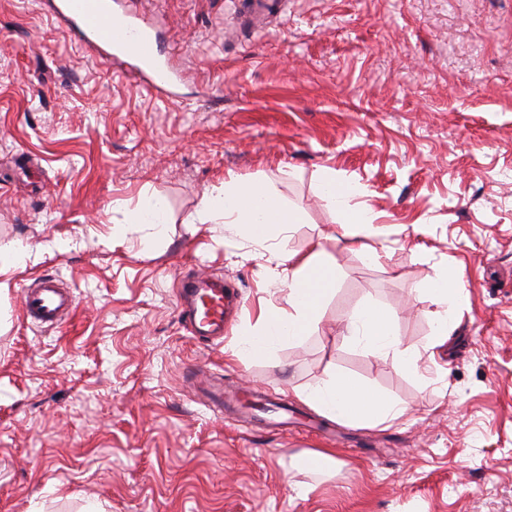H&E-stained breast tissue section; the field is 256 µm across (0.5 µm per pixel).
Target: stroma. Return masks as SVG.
<instances>
[{
	"label": "stroma",
	"mask_w": 512,
	"mask_h": 512,
	"mask_svg": "<svg viewBox=\"0 0 512 512\" xmlns=\"http://www.w3.org/2000/svg\"><path fill=\"white\" fill-rule=\"evenodd\" d=\"M46 2L0 0V250L34 253L0 277V512H512V0H287L262 34L232 0H140L184 75L173 102L109 72ZM325 169L362 186L377 234L342 227ZM230 177L302 223L268 243L199 223ZM146 194L163 236L131 221ZM319 248L337 267L319 331L236 356L235 329L286 305L278 252ZM447 270L465 304L419 376L337 336L376 301L423 350L417 289ZM200 273L243 301L224 340L179 315ZM46 276L75 298L53 328L21 304ZM332 372L404 417L351 427L297 397ZM219 383L273 396L287 425L214 410ZM318 452L336 466L309 468Z\"/></svg>",
	"instance_id": "1"
}]
</instances>
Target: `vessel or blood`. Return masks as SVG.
<instances>
[{"label":"vessel or blood","mask_w":512,"mask_h":512,"mask_svg":"<svg viewBox=\"0 0 512 512\" xmlns=\"http://www.w3.org/2000/svg\"><path fill=\"white\" fill-rule=\"evenodd\" d=\"M54 14L64 17L81 38L99 46L100 62L121 76L140 78L144 88L163 100H170L179 74L163 60L154 24L141 12L112 9L111 0H57ZM22 308L27 318L50 327L62 323L74 307L69 290L50 277L26 286ZM181 313L200 335L224 336V283L198 277L184 282L180 297Z\"/></svg>","instance_id":"1"}]
</instances>
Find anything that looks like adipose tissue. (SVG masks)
I'll list each match as a JSON object with an SVG mask.
<instances>
[{"mask_svg": "<svg viewBox=\"0 0 512 512\" xmlns=\"http://www.w3.org/2000/svg\"><path fill=\"white\" fill-rule=\"evenodd\" d=\"M320 195L339 212L343 223L372 229L369 210L353 205L355 186L341 182L335 172L324 170L319 179ZM303 214L275 196L260 180L229 179L205 194L200 203L199 220L204 224H224L244 238L266 243L301 223ZM288 265L284 284L287 308L276 306L261 311L255 324L238 332L239 355L270 356L280 347L317 332L327 297L336 288V263L324 250L300 258L288 252L282 256ZM460 275L450 272L418 288L419 302L432 305L434 321L429 346L449 341L458 326L455 316L463 303ZM341 333L353 347L390 359L400 372L417 374L421 353L402 349L395 312L372 303H363L346 312ZM299 398L330 419L360 427L391 423L404 414L403 407L386 395L344 374L331 373L319 383L299 391Z\"/></svg>", "mask_w": 512, "mask_h": 512, "instance_id": "1", "label": "adipose tissue"}]
</instances>
